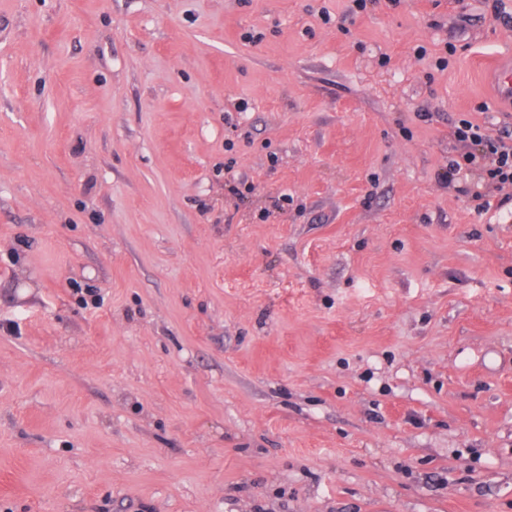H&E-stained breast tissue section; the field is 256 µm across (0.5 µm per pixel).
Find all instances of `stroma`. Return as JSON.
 Masks as SVG:
<instances>
[{
  "mask_svg": "<svg viewBox=\"0 0 512 512\" xmlns=\"http://www.w3.org/2000/svg\"><path fill=\"white\" fill-rule=\"evenodd\" d=\"M0 0V512H512L493 0ZM498 126L495 134L490 133L486 125L474 123L468 119H460L454 125L452 134L459 142L468 143L473 151L461 155V161L448 160V168L440 175L445 183L452 182L455 176L463 172H478L479 181L473 188H463L466 195L476 201L483 200L476 208L488 211L491 204L487 199L491 187L503 188L512 185V123L499 120L491 123ZM484 189L486 191H480Z\"/></svg>",
  "mask_w": 512,
  "mask_h": 512,
  "instance_id": "1",
  "label": "stroma"
}]
</instances>
